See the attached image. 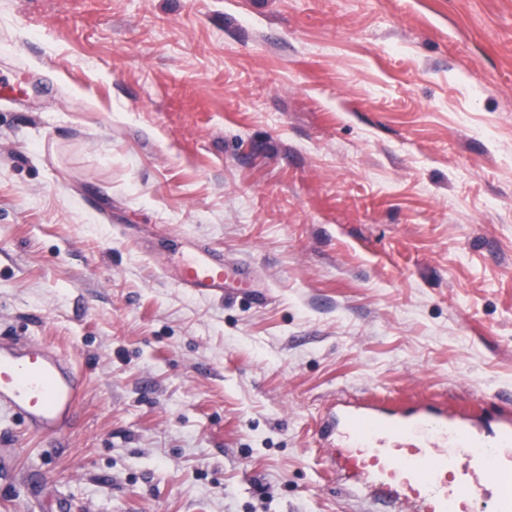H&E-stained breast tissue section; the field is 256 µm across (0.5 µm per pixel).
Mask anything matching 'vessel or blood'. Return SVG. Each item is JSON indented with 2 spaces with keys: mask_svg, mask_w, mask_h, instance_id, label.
<instances>
[{
  "mask_svg": "<svg viewBox=\"0 0 512 512\" xmlns=\"http://www.w3.org/2000/svg\"><path fill=\"white\" fill-rule=\"evenodd\" d=\"M177 287L220 296L244 266L228 269L209 248L163 258ZM84 379L73 358L47 342H0V412L29 435L64 437ZM318 446L330 474H347L356 512H512V404L487 413L443 401H404L377 392L341 398L318 418Z\"/></svg>",
  "mask_w": 512,
  "mask_h": 512,
  "instance_id": "vessel-or-blood-1",
  "label": "vessel or blood"
}]
</instances>
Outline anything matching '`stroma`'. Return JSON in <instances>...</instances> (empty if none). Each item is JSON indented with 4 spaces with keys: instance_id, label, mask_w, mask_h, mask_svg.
I'll return each instance as SVG.
<instances>
[{
    "instance_id": "35a3bbf8",
    "label": "stroma",
    "mask_w": 512,
    "mask_h": 512,
    "mask_svg": "<svg viewBox=\"0 0 512 512\" xmlns=\"http://www.w3.org/2000/svg\"><path fill=\"white\" fill-rule=\"evenodd\" d=\"M0 77V339L86 386L0 512H348L331 398L512 400V0H0ZM174 267L173 281L177 287L201 296H224V288H232L237 275L245 276V267L229 270L224 258L209 248L194 245L177 258H162V269L168 275Z\"/></svg>"
}]
</instances>
